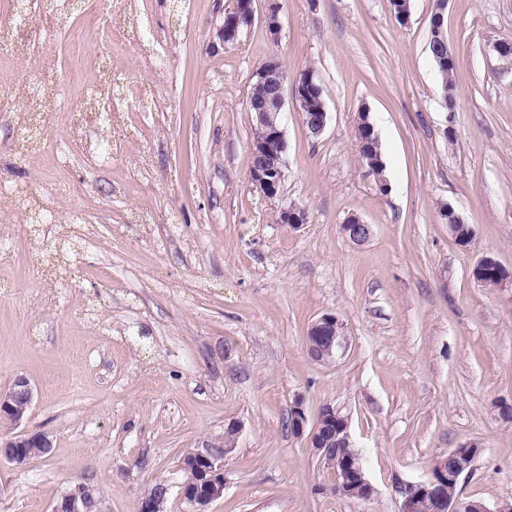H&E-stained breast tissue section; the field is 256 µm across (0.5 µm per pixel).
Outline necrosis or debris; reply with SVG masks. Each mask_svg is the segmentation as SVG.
Returning a JSON list of instances; mask_svg holds the SVG:
<instances>
[{
	"label": "necrosis or debris",
	"instance_id": "4bbe7bcc",
	"mask_svg": "<svg viewBox=\"0 0 512 512\" xmlns=\"http://www.w3.org/2000/svg\"><path fill=\"white\" fill-rule=\"evenodd\" d=\"M14 8L0 13V65L27 58L36 48L51 50L54 22L44 9L43 0H15ZM81 11L96 17L97 51L88 65L96 74V84L83 87L69 98L59 94L60 78L55 66L43 67L36 76L18 74L15 82L29 88L30 95L14 99L11 109L1 113L12 124L19 152L50 160L56 168L68 169L74 164H92L98 148L91 135L96 124L119 121L126 106L112 94L125 85L127 72L112 66L115 41H146L145 24L127 25L113 21L102 12L101 0H82ZM67 115L72 135L59 139L55 121Z\"/></svg>",
	"mask_w": 512,
	"mask_h": 512
}]
</instances>
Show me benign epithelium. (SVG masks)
<instances>
[{
    "label": "benign epithelium",
    "mask_w": 512,
    "mask_h": 512,
    "mask_svg": "<svg viewBox=\"0 0 512 512\" xmlns=\"http://www.w3.org/2000/svg\"><path fill=\"white\" fill-rule=\"evenodd\" d=\"M254 17V0H240L239 7L228 11L217 29V36L224 44L237 41L243 27ZM432 50L440 65H445L451 54L443 32V16H438L432 25ZM254 77L258 85L267 93L257 101H248L249 111L254 120L264 129V133L253 140L250 148L251 182L263 197L271 200L281 196L286 177L287 140L284 128V85L287 74L281 65L272 60L259 67ZM294 99L301 112L306 114L304 123L309 133L317 138L327 124L325 101L315 100L303 82L294 87ZM278 220L292 229L307 223L308 215L304 208L290 204L280 208ZM345 236L356 244L367 241L371 225L353 217L342 225ZM308 332L318 338L306 343L310 358L317 362L332 360L342 347L344 336L338 317L325 313L317 318ZM34 399V392L25 378H18L10 389L0 392V417H8L11 425H19L25 418ZM291 417L296 435L309 434L313 454L330 469L334 483L331 493L350 499H367L372 487L360 465L349 463L337 452V446L351 445L348 434V417L336 407L326 404L314 423L309 418L302 402L295 403ZM235 447V442H224L220 437L207 441L195 449L191 458L181 460L180 470L184 479L180 483V496L186 505V512H208L209 505L224 493L223 460ZM474 442L464 443L448 451L431 470L430 476L421 482L407 485L403 491L400 512H425V507L433 503V512H512V501L503 502L490 510L480 501H465L458 496H448V485L458 484L460 476L472 469L477 457ZM52 439L46 432H20L0 440V461L23 464L34 456L50 454ZM51 512H101L100 498L89 483L81 484L78 491H66L52 505Z\"/></svg>",
    "instance_id": "7a95c632"
}]
</instances>
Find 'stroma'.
I'll use <instances>...</instances> for the list:
<instances>
[{
    "mask_svg": "<svg viewBox=\"0 0 512 512\" xmlns=\"http://www.w3.org/2000/svg\"><path fill=\"white\" fill-rule=\"evenodd\" d=\"M102 2L117 20L147 17L162 51L113 49L133 84L121 122L97 132L111 159L60 176L21 158L0 122V183L63 184L42 224L0 210V392L28 379L20 428L53 437L45 457L0 462V512H51L83 481L103 512H140L162 480L167 512H185L183 454L232 424L209 512H400L402 488L467 442L479 454L460 498L491 510L511 499L512 423L493 403L512 398V288L472 269L490 255L512 270V62L493 49L512 42V0H410L403 25L390 0H256L229 45L216 27L235 0ZM438 11L456 59L449 92L430 48ZM270 60L287 74L273 200L251 183L247 109ZM308 71L326 103L318 138L294 100ZM141 83L159 85L160 111L138 110ZM364 109L384 192L358 151ZM289 204L308 213L300 229L278 221ZM447 204L469 243L449 231ZM353 216L372 227L359 245L342 231ZM63 241L68 271L48 279ZM325 313L344 344L316 362L305 338ZM298 400L312 420L327 404L347 415L369 499L328 493L332 475L288 425Z\"/></svg>",
    "mask_w": 512,
    "mask_h": 512,
    "instance_id": "obj_1",
    "label": "stroma"
}]
</instances>
